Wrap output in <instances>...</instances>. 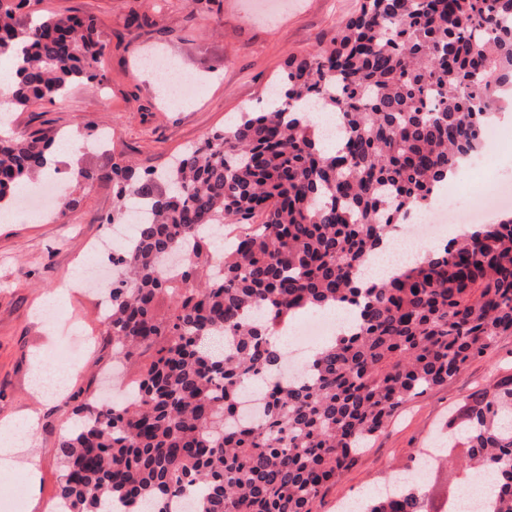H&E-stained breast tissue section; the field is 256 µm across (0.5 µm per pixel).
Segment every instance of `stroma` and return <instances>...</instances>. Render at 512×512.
I'll list each match as a JSON object with an SVG mask.
<instances>
[{
	"label": "stroma",
	"instance_id": "stroma-1",
	"mask_svg": "<svg viewBox=\"0 0 512 512\" xmlns=\"http://www.w3.org/2000/svg\"><path fill=\"white\" fill-rule=\"evenodd\" d=\"M362 0H288L272 17L257 14L253 0H41L40 11H60L94 19L108 43L100 70L101 87L78 85L61 103H41L11 113L0 136L16 131L47 136L92 125L112 131L108 153H79L81 165L104 170L128 159L142 169L163 165L170 156L223 128L239 112L258 108L270 83L282 74L290 54L333 41L341 23L358 13ZM156 47L193 81L197 95L187 103L162 106L153 76L138 66L145 49ZM62 198L73 201L70 223H35L11 212L0 221V429L29 411L37 424L8 471L9 493L0 512H46L57 494L62 469L57 448L71 425L63 401L40 404L31 393L33 353L54 359L67 339L37 315L44 296L73 279L81 265L96 262L89 241L106 237L112 212V183L79 186L60 177ZM98 292H68L55 312L85 325L91 347L81 354L67 393L96 399L112 371V347L104 334ZM512 374V336L500 337L487 355L469 363L447 385L408 402L372 442L358 463L317 506L336 512V502L378 486L421 449L435 447L449 410L492 380ZM38 465L36 496L15 500L13 487L27 485L25 465Z\"/></svg>",
	"mask_w": 512,
	"mask_h": 512
}]
</instances>
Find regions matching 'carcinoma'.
<instances>
[{
	"label": "carcinoma",
	"mask_w": 512,
	"mask_h": 512,
	"mask_svg": "<svg viewBox=\"0 0 512 512\" xmlns=\"http://www.w3.org/2000/svg\"><path fill=\"white\" fill-rule=\"evenodd\" d=\"M0 0L7 105L23 112L102 83L107 44L93 20ZM512 88V0H363L336 43L290 56L268 98L157 173L112 163L109 224L149 205L108 293L112 357L149 354L126 403H82L63 436L57 500L66 512H315L395 413L512 336V219L480 224L389 280L361 267L429 205L448 171L483 148ZM60 135L0 137V208L45 175ZM230 224L227 249L202 232ZM178 255L180 280L165 260ZM168 299L167 310H159ZM336 303L357 324L283 382L270 335L295 311ZM267 378L261 412L242 390ZM459 467L491 476V512H512V375L448 417ZM364 512L426 509L418 484L377 491Z\"/></svg>",
	"instance_id": "cac0c4a2"
}]
</instances>
